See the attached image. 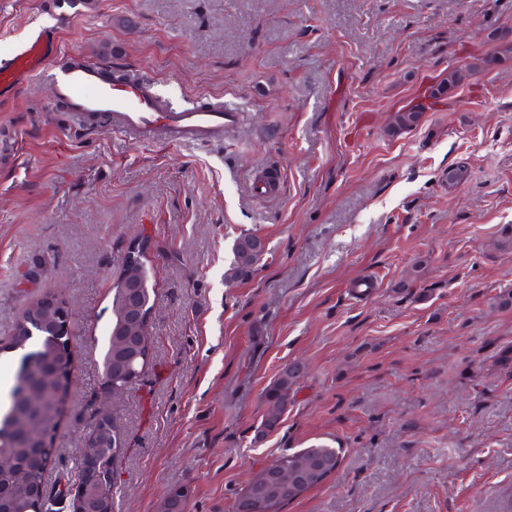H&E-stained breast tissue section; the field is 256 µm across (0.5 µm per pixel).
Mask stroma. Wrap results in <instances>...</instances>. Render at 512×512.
<instances>
[{
  "label": "stroma",
  "mask_w": 512,
  "mask_h": 512,
  "mask_svg": "<svg viewBox=\"0 0 512 512\" xmlns=\"http://www.w3.org/2000/svg\"><path fill=\"white\" fill-rule=\"evenodd\" d=\"M42 24L178 107L252 115L224 142L140 146L51 108L42 76L0 100V381L32 302L72 313L49 512H72L97 409L120 432L114 512H163L176 487L185 512H236L264 466L317 442L341 464L286 512H512V308L494 305L512 290V0H0V57ZM456 66L462 83L388 136ZM262 166L280 185L259 200ZM243 235L265 252L233 278ZM141 240L150 357L113 395L112 288ZM291 363L302 376L264 431L263 392ZM414 109H419L420 111L395 112L389 130V132L392 135H398L418 125V123L420 122L422 112L425 111L426 106L423 103L417 104L414 107L410 108L409 111H412Z\"/></svg>",
  "instance_id": "stroma-1"
}]
</instances>
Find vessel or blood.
<instances>
[{"mask_svg":"<svg viewBox=\"0 0 512 512\" xmlns=\"http://www.w3.org/2000/svg\"><path fill=\"white\" fill-rule=\"evenodd\" d=\"M61 52L56 34L33 33L0 58V96L15 91L28 77L45 73L53 87V105L88 125L110 118L113 133L147 144L219 142L247 123L244 108L229 100L217 98L204 107L180 109L140 77L114 82L103 66L83 61L55 67Z\"/></svg>","mask_w":512,"mask_h":512,"instance_id":"obj_1","label":"vessel or blood"}]
</instances>
